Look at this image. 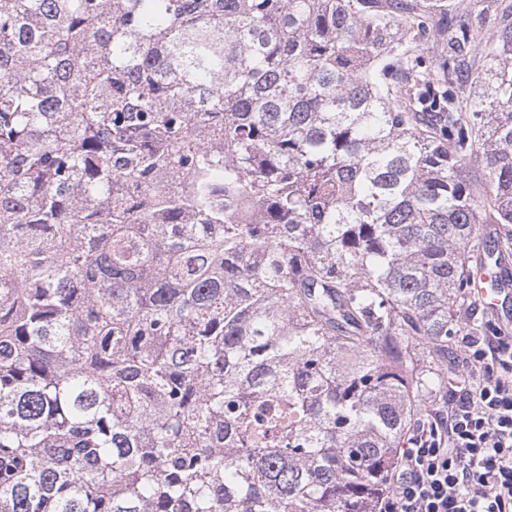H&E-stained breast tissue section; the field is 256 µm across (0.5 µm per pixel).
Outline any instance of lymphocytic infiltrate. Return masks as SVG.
<instances>
[{
	"label": "lymphocytic infiltrate",
	"instance_id": "obj_1",
	"mask_svg": "<svg viewBox=\"0 0 512 512\" xmlns=\"http://www.w3.org/2000/svg\"><path fill=\"white\" fill-rule=\"evenodd\" d=\"M464 348L463 384L409 434L376 512H512V328Z\"/></svg>",
	"mask_w": 512,
	"mask_h": 512
}]
</instances>
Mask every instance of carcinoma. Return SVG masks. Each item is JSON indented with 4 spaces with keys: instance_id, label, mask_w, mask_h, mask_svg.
I'll return each mask as SVG.
<instances>
[{
    "instance_id": "obj_1",
    "label": "carcinoma",
    "mask_w": 512,
    "mask_h": 512,
    "mask_svg": "<svg viewBox=\"0 0 512 512\" xmlns=\"http://www.w3.org/2000/svg\"><path fill=\"white\" fill-rule=\"evenodd\" d=\"M511 253L505 0H0V512H373Z\"/></svg>"
}]
</instances>
